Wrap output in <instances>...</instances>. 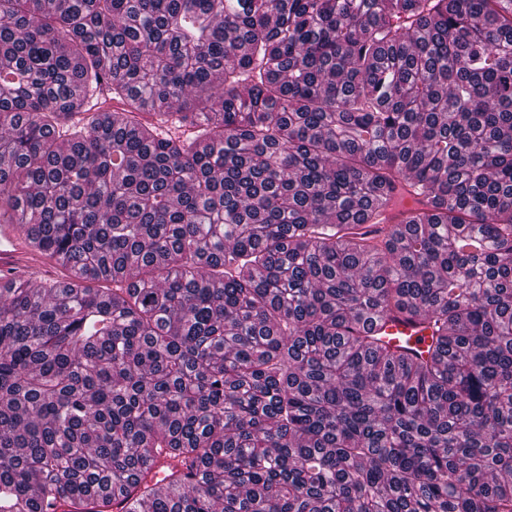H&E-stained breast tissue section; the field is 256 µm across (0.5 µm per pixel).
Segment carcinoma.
Masks as SVG:
<instances>
[{
	"mask_svg": "<svg viewBox=\"0 0 512 512\" xmlns=\"http://www.w3.org/2000/svg\"><path fill=\"white\" fill-rule=\"evenodd\" d=\"M0 223V512H512V0H0ZM43 261L31 249L18 224H0V288L20 277H37L42 273ZM368 328L374 334L385 336L384 341L396 344H408L412 347H425L429 342L432 330L428 322L417 316L400 317L399 320L386 319L381 323L374 322ZM422 338V343H418Z\"/></svg>",
	"mask_w": 512,
	"mask_h": 512,
	"instance_id": "carcinoma-1",
	"label": "carcinoma"
}]
</instances>
